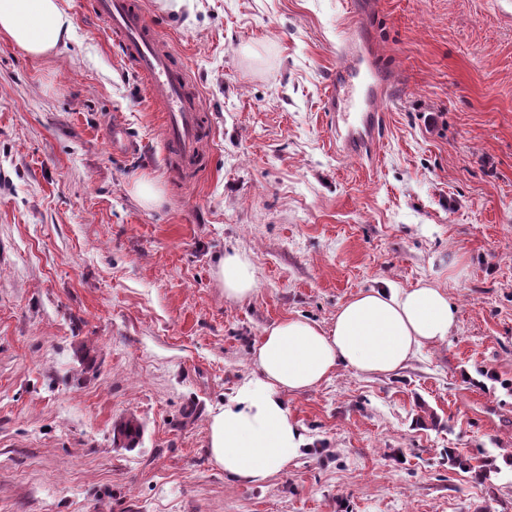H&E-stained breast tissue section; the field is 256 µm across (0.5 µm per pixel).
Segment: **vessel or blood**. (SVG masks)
Instances as JSON below:
<instances>
[{
	"label": "vessel or blood",
	"mask_w": 512,
	"mask_h": 512,
	"mask_svg": "<svg viewBox=\"0 0 512 512\" xmlns=\"http://www.w3.org/2000/svg\"><path fill=\"white\" fill-rule=\"evenodd\" d=\"M96 12L133 69L143 78L149 99L162 116L170 146L168 161L177 171L194 173L204 141L201 107L186 67L161 41L141 0H96ZM345 63L336 71L323 100L330 136L337 152L361 157L379 142L380 104L387 82L358 30H348Z\"/></svg>",
	"instance_id": "obj_1"
}]
</instances>
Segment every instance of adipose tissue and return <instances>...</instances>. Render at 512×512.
<instances>
[{"mask_svg": "<svg viewBox=\"0 0 512 512\" xmlns=\"http://www.w3.org/2000/svg\"><path fill=\"white\" fill-rule=\"evenodd\" d=\"M71 26L59 0H0V36L31 57L54 52ZM215 275L225 298L240 300L255 291L253 265L242 253H225ZM456 322L457 308L446 292L426 283L358 293L326 327L290 318L267 328L252 352L259 378L242 383L210 418L213 462L240 481H265L309 444L287 394L315 388L341 363L362 373L393 372L423 347L446 342Z\"/></svg>", "mask_w": 512, "mask_h": 512, "instance_id": "1", "label": "adipose tissue"}]
</instances>
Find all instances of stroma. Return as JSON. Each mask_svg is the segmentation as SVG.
<instances>
[{
  "label": "stroma",
  "mask_w": 512,
  "mask_h": 512,
  "mask_svg": "<svg viewBox=\"0 0 512 512\" xmlns=\"http://www.w3.org/2000/svg\"><path fill=\"white\" fill-rule=\"evenodd\" d=\"M142 2L209 126L189 179L94 0H60L49 57L0 38V512H512V0ZM357 24L389 84L361 158L321 109ZM231 250L241 301L214 274ZM422 282L458 308L447 342L289 394L312 443L262 485L211 461L267 327ZM132 191L147 206L160 205L164 200L159 186L148 178L138 179L133 184ZM215 275L223 283L227 299L240 300L251 296L256 288L255 271L250 259L237 251L226 252L219 259Z\"/></svg>",
  "instance_id": "35a3bbf8"
}]
</instances>
